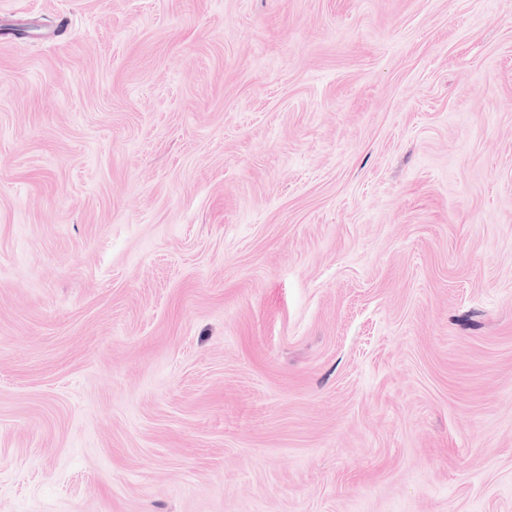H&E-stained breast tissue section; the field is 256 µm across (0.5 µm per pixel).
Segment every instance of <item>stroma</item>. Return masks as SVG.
Here are the masks:
<instances>
[{
  "label": "stroma",
  "instance_id": "stroma-1",
  "mask_svg": "<svg viewBox=\"0 0 512 512\" xmlns=\"http://www.w3.org/2000/svg\"><path fill=\"white\" fill-rule=\"evenodd\" d=\"M0 512H512V0H0Z\"/></svg>",
  "mask_w": 512,
  "mask_h": 512
}]
</instances>
